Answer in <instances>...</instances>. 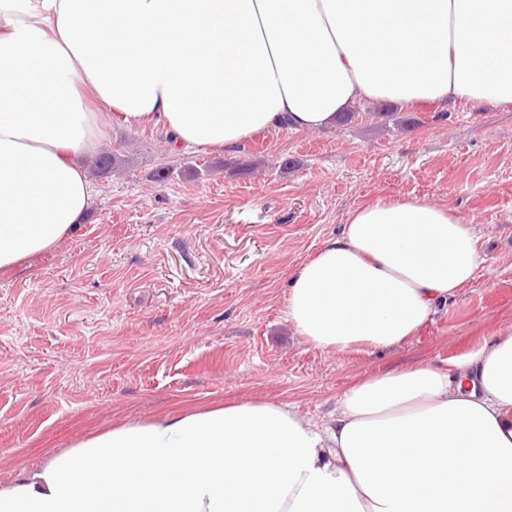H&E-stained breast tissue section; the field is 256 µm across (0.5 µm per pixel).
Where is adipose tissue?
Masks as SVG:
<instances>
[{
    "label": "adipose tissue",
    "mask_w": 512,
    "mask_h": 512,
    "mask_svg": "<svg viewBox=\"0 0 512 512\" xmlns=\"http://www.w3.org/2000/svg\"><path fill=\"white\" fill-rule=\"evenodd\" d=\"M364 100L512 111V0H0V274L85 218L103 119L224 152ZM484 263L454 211L380 199L298 267L287 319L388 349ZM0 512H512V327L353 382L323 425L275 402L125 421L0 485Z\"/></svg>",
    "instance_id": "obj_1"
}]
</instances>
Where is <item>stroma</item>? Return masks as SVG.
<instances>
[{"mask_svg": "<svg viewBox=\"0 0 512 512\" xmlns=\"http://www.w3.org/2000/svg\"><path fill=\"white\" fill-rule=\"evenodd\" d=\"M233 153L103 126L119 159L53 251L0 275V483L126 419L206 404L295 405L314 423L359 377L440 364L512 326V111L356 107ZM426 198L475 228L486 263L410 339L330 353L286 319L292 271L347 212Z\"/></svg>", "mask_w": 512, "mask_h": 512, "instance_id": "obj_1", "label": "stroma"}]
</instances>
